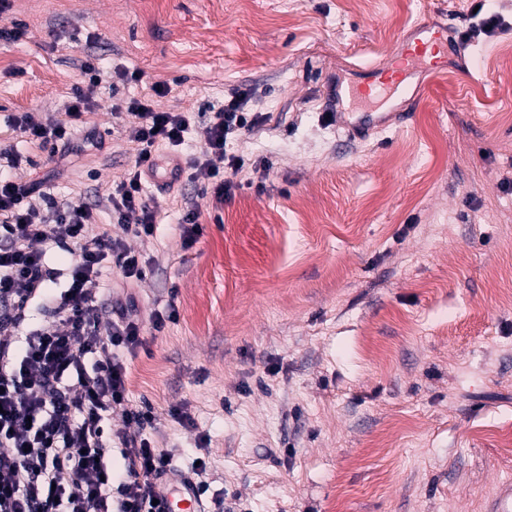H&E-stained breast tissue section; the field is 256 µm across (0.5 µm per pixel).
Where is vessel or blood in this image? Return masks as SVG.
Segmentation results:
<instances>
[{
  "label": "vessel or blood",
  "mask_w": 512,
  "mask_h": 512,
  "mask_svg": "<svg viewBox=\"0 0 512 512\" xmlns=\"http://www.w3.org/2000/svg\"><path fill=\"white\" fill-rule=\"evenodd\" d=\"M448 47L447 27L429 22L415 23L406 34L403 44L392 59L390 67L363 68L364 93L390 85L400 104L389 112H340L336 124L348 138L366 139L380 130L404 119V104L419 95L420 85L412 84L410 75L422 76L446 68ZM161 512H202V502L196 492L181 483H172L160 498Z\"/></svg>",
  "instance_id": "1"
}]
</instances>
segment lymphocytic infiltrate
Returning <instances> with one entry per match:
<instances>
[{
  "mask_svg": "<svg viewBox=\"0 0 512 512\" xmlns=\"http://www.w3.org/2000/svg\"><path fill=\"white\" fill-rule=\"evenodd\" d=\"M83 85L75 87L61 116L35 123L28 115L11 124L62 164L67 157L101 148L95 136L76 143L84 114L95 111V93L103 71L98 58L81 63ZM151 96L127 100L125 112L137 126V158L127 176L108 195L112 220L136 237L152 236L157 210L145 194L148 177L156 173L158 147L179 152L191 126L186 112L157 109L155 97L165 84L151 87ZM251 98L241 92L211 109L198 157L176 167L173 180H185L216 198L230 194L242 156L228 153V142L241 131L265 122L251 111ZM0 512H156L154 505L173 473L171 454L144 437L152 415L147 406L131 404L128 369L119 350L135 352L142 329L126 305L111 308L102 318L91 284L113 264L123 277L139 281L145 265L139 253L108 234L90 236L92 208L59 199L43 184L12 178L21 155L0 149ZM66 248L71 260L62 293L46 284L57 277L48 267L44 247ZM43 301L46 325L16 340L34 301ZM120 412L125 466L109 469L112 438L104 423ZM119 483L122 497L111 502L107 490Z\"/></svg>",
  "mask_w": 512,
  "mask_h": 512,
  "instance_id": "obj_1",
  "label": "lymphocytic infiltrate"
}]
</instances>
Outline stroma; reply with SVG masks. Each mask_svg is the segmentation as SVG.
Returning a JSON list of instances; mask_svg holds the SVG:
<instances>
[{"mask_svg":"<svg viewBox=\"0 0 512 512\" xmlns=\"http://www.w3.org/2000/svg\"><path fill=\"white\" fill-rule=\"evenodd\" d=\"M473 0H14L0 29V144L47 153L10 116L61 109L95 54L100 107L47 189L95 207L90 234L139 252L138 315L175 306L128 356L129 398L154 415L146 436L209 486L205 512H492L512 483V33L464 45L427 80L409 118L348 140L327 115L389 101L327 87L386 67L406 28L436 19L455 35ZM140 70L138 84L117 70ZM161 82L163 109L193 112L179 160L197 156L203 110L249 91L267 122L228 150L268 161L265 190L224 200L165 173L149 179L153 236L113 224L107 196L135 161V130L114 102ZM200 214L184 248L179 217ZM191 417L185 426L172 416Z\"/></svg>","mask_w":512,"mask_h":512,"instance_id":"stroma-1","label":"stroma"}]
</instances>
